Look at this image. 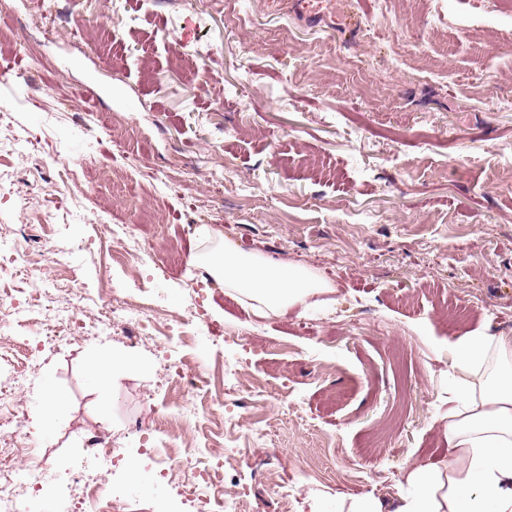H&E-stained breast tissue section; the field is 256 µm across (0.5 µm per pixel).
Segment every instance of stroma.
Returning a JSON list of instances; mask_svg holds the SVG:
<instances>
[{"label":"stroma","mask_w":512,"mask_h":512,"mask_svg":"<svg viewBox=\"0 0 512 512\" xmlns=\"http://www.w3.org/2000/svg\"><path fill=\"white\" fill-rule=\"evenodd\" d=\"M496 16V0H323L313 15L79 0L56 40L0 44V104L23 101L0 114V172L32 202L21 214L0 193V225L85 244L70 269L0 281L20 311L0 392L29 410L47 381L67 409L51 442L18 445L61 473L91 438L116 442L129 512H161L131 458L187 437L200 468L214 443L234 449L225 482L271 512L364 498L393 512L413 464L452 461L448 344L512 333V25ZM57 158L90 179L57 191ZM202 225L330 291L257 315L193 261ZM116 237L139 253V281L113 264ZM101 290L195 315L201 338L96 333ZM37 303L66 311L65 342L28 319ZM115 353L131 367L104 410L87 369ZM200 364L192 392L169 385ZM239 364L264 396L212 414Z\"/></svg>","instance_id":"stroma-1"}]
</instances>
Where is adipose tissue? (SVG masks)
Here are the masks:
<instances>
[{
    "label": "adipose tissue",
    "mask_w": 512,
    "mask_h": 512,
    "mask_svg": "<svg viewBox=\"0 0 512 512\" xmlns=\"http://www.w3.org/2000/svg\"><path fill=\"white\" fill-rule=\"evenodd\" d=\"M196 236L204 245L199 263L258 312L275 313L328 289L309 268L212 242L208 226ZM448 348L457 380L448 398L453 461L412 466L395 512H512V335L462 336Z\"/></svg>",
    "instance_id": "obj_1"
}]
</instances>
